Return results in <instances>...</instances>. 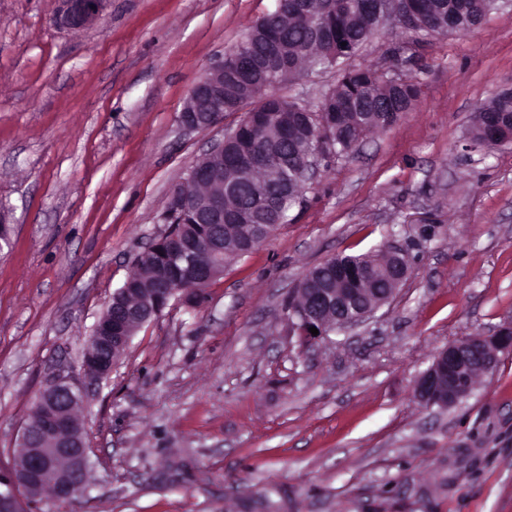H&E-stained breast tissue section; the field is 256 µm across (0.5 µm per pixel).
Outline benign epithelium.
Masks as SVG:
<instances>
[{
  "label": "benign epithelium",
  "mask_w": 512,
  "mask_h": 512,
  "mask_svg": "<svg viewBox=\"0 0 512 512\" xmlns=\"http://www.w3.org/2000/svg\"><path fill=\"white\" fill-rule=\"evenodd\" d=\"M108 0H59L53 18L56 26L79 31L94 24L102 15ZM289 13L303 18L311 26L313 40L334 41L331 18L323 14L313 16L312 0H289ZM363 16L380 21L386 16H398L409 25L417 24L416 16L405 12L402 0H365ZM288 64V45L269 42L262 57L248 52L220 57L190 90L178 115L179 125L188 132L203 133L224 118V77L239 72L252 75L242 86L241 97L247 101L263 97L272 99L269 90L276 73ZM260 114L250 112L245 120L224 139L210 146L207 152L189 170L188 179L209 184L215 190L201 198L189 197L174 190L168 207L180 212L188 224L199 227V233L185 238L177 232H167L169 260L174 269L184 275L183 286L199 290L208 286L215 277L213 264L197 258L200 251L219 258L224 255V228L243 224L257 231L261 214L273 206L288 201V188L273 195L279 185L281 170L288 166L289 158L275 151L240 152L230 162H224V144L241 132L257 126ZM512 141V117H500L492 127L487 143L500 145ZM330 139L321 136L297 160L301 182L295 187L300 192L313 181L323 156L330 150ZM260 169L265 173L261 186L252 185V173ZM252 186V201L247 206L224 208V197L236 198L244 185ZM389 257L397 258L391 275V287L379 292L365 288L368 301L361 306L357 318H347V291L344 288H307L298 285L304 294L300 307L303 318L298 330L312 338L309 328L315 327L319 335L337 329H347L371 319L388 303L396 289L408 277L410 264L400 249L386 250ZM129 288L118 289L99 318L88 341L81 364L92 382L108 377L115 367L116 353L129 346L135 331L155 320L166 309L178 289L170 276H155L150 282V294L138 296L132 303ZM512 354V324L502 327L493 336H466L448 343L441 349L430 367L422 373L413 389L414 399L427 408L448 410L466 399L472 391V379L488 374L496 367L499 354ZM85 388L69 375L58 374L38 393V417L24 426L18 451L11 464L0 469V512H43L44 493H51L53 512H67L71 501L82 493L89 478L90 444L85 429L74 419L73 412L81 404Z\"/></svg>",
  "instance_id": "obj_1"
}]
</instances>
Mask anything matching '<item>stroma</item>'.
<instances>
[{"label":"stroma","mask_w":512,"mask_h":512,"mask_svg":"<svg viewBox=\"0 0 512 512\" xmlns=\"http://www.w3.org/2000/svg\"><path fill=\"white\" fill-rule=\"evenodd\" d=\"M276 0H108L81 31L58 0H0V463L89 336L172 191L209 146L177 123L193 87ZM353 65L420 86L411 112L321 167L288 221L202 297L145 324L78 416L70 512H512V355L443 411L418 377L448 342L512 324V142L471 137L512 87V6L414 40L381 22ZM338 67L279 87L315 105ZM401 246L411 274L368 323L307 342L286 302L342 252Z\"/></svg>","instance_id":"35a3bbf8"}]
</instances>
